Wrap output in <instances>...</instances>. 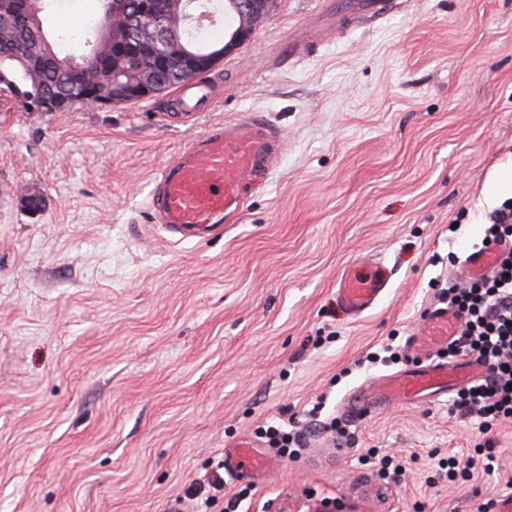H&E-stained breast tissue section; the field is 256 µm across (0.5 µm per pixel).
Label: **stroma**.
Returning a JSON list of instances; mask_svg holds the SVG:
<instances>
[{
    "mask_svg": "<svg viewBox=\"0 0 512 512\" xmlns=\"http://www.w3.org/2000/svg\"><path fill=\"white\" fill-rule=\"evenodd\" d=\"M40 17L81 56L85 28ZM277 0L204 80L212 109L171 94L133 105L0 111V512H168L225 444L294 414L307 447L254 479L249 512H476L511 492L512 422L480 433L449 402L394 403L353 439L314 430L354 389L396 373L367 353L406 346L481 247L491 177L512 166V0ZM262 113L285 138L240 224L175 244L152 226L165 166L210 128ZM42 199L30 213L25 195ZM371 260L390 287L361 318L336 304ZM494 463H487V455ZM391 456L381 476L370 459ZM460 465L447 471L440 459Z\"/></svg>",
    "mask_w": 512,
    "mask_h": 512,
    "instance_id": "1",
    "label": "stroma"
}]
</instances>
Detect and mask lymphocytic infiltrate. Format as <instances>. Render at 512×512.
I'll return each mask as SVG.
<instances>
[{
  "label": "lymphocytic infiltrate",
  "mask_w": 512,
  "mask_h": 512,
  "mask_svg": "<svg viewBox=\"0 0 512 512\" xmlns=\"http://www.w3.org/2000/svg\"><path fill=\"white\" fill-rule=\"evenodd\" d=\"M485 238L500 248L490 273L449 283L440 300L460 315L463 324L449 344L447 357L467 359L487 370L484 379L457 393L454 411L478 418L480 430L512 419V211L495 210ZM224 496V464L210 463L207 478L190 484L177 497L195 512H212Z\"/></svg>",
  "instance_id": "lymphocytic-infiltrate-1"
}]
</instances>
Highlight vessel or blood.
Wrapping results in <instances>:
<instances>
[{
	"mask_svg": "<svg viewBox=\"0 0 512 512\" xmlns=\"http://www.w3.org/2000/svg\"><path fill=\"white\" fill-rule=\"evenodd\" d=\"M210 92L206 85L186 81L174 91L179 112L190 116L204 111ZM280 134L258 112L233 126L209 129L167 165L150 192V208L161 229L177 242H203L223 235L240 223L247 208V186L267 177L276 167ZM498 256L493 247L471 251L462 273L479 276L490 272ZM390 277L382 265L358 276L346 270L339 280L336 303L353 318L372 309L384 296ZM460 320L447 309L437 308L409 338V347L421 359L419 365L377 379L369 387L350 394L346 410L357 419L397 400L423 396L439 399L449 387L483 374L476 363H448L442 353L459 328ZM267 457L253 443L242 440L224 449V471L235 477L269 469Z\"/></svg>",
	"mask_w": 512,
	"mask_h": 512,
	"instance_id": "vessel-or-blood-1",
	"label": "vessel or blood"
}]
</instances>
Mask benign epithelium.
<instances>
[{
    "label": "benign epithelium",
    "instance_id": "benign-epithelium-1",
    "mask_svg": "<svg viewBox=\"0 0 512 512\" xmlns=\"http://www.w3.org/2000/svg\"><path fill=\"white\" fill-rule=\"evenodd\" d=\"M197 0H183L184 16L164 18L159 13V0H107L102 33L95 46L97 58L104 67L94 72V84H112V95L104 98L97 93L89 96L88 105L110 107L144 101L161 93V85L149 74L134 80H123L124 62L141 54H150L162 70L175 66L184 73L199 76L215 68L225 56L248 42L270 12L269 0H224V14L232 15L237 25L224 32V44L207 46L201 41L186 38L189 30L199 31L215 12L203 10L197 14L191 7ZM29 0H0V40L13 36L15 29L28 24ZM32 112H63L68 99L46 92L38 99H25Z\"/></svg>",
    "mask_w": 512,
    "mask_h": 512
}]
</instances>
